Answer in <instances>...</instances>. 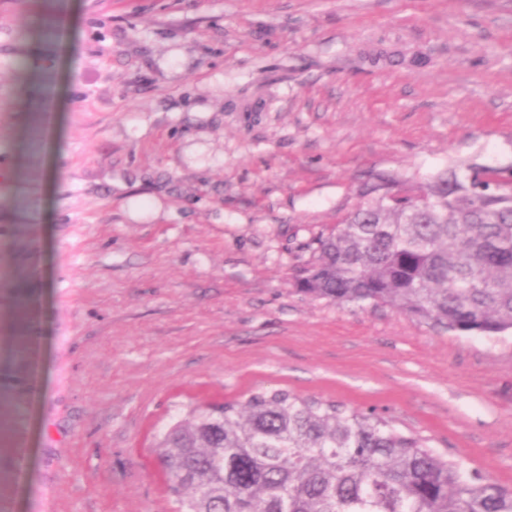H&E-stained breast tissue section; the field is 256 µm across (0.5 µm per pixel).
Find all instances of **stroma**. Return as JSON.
<instances>
[{
	"label": "stroma",
	"instance_id": "1",
	"mask_svg": "<svg viewBox=\"0 0 512 512\" xmlns=\"http://www.w3.org/2000/svg\"><path fill=\"white\" fill-rule=\"evenodd\" d=\"M457 159L512 168V0H0V512H172L156 436L258 388L512 487V333L296 284Z\"/></svg>",
	"mask_w": 512,
	"mask_h": 512
}]
</instances>
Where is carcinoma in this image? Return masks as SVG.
I'll return each instance as SVG.
<instances>
[{
  "instance_id": "obj_1",
  "label": "carcinoma",
  "mask_w": 512,
  "mask_h": 512,
  "mask_svg": "<svg viewBox=\"0 0 512 512\" xmlns=\"http://www.w3.org/2000/svg\"><path fill=\"white\" fill-rule=\"evenodd\" d=\"M309 244L299 290L376 302L450 332L512 331V170L381 173ZM155 448L176 512H512V489L373 410L286 389L194 407Z\"/></svg>"
}]
</instances>
